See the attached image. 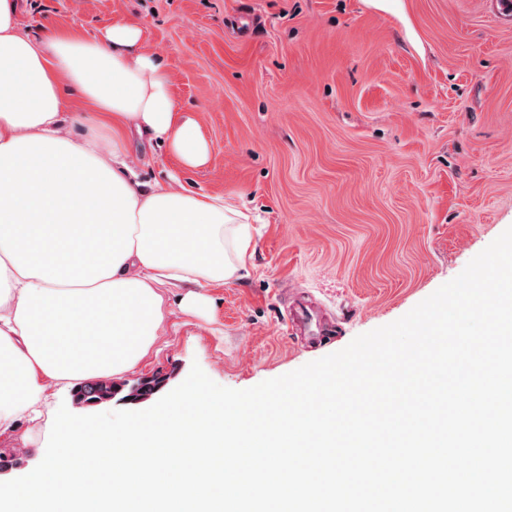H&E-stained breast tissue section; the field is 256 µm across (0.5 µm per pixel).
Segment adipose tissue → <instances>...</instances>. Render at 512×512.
Here are the masks:
<instances>
[{"instance_id": "ef3b65f1", "label": "adipose tissue", "mask_w": 512, "mask_h": 512, "mask_svg": "<svg viewBox=\"0 0 512 512\" xmlns=\"http://www.w3.org/2000/svg\"><path fill=\"white\" fill-rule=\"evenodd\" d=\"M94 134L75 140L73 128ZM109 136H100V129ZM179 162L140 182L129 134ZM211 145L181 109L137 20L98 35L22 28L0 0V434L40 424L47 389L138 368L177 309L201 315L207 290L245 267L250 240L223 195L186 190Z\"/></svg>"}]
</instances>
